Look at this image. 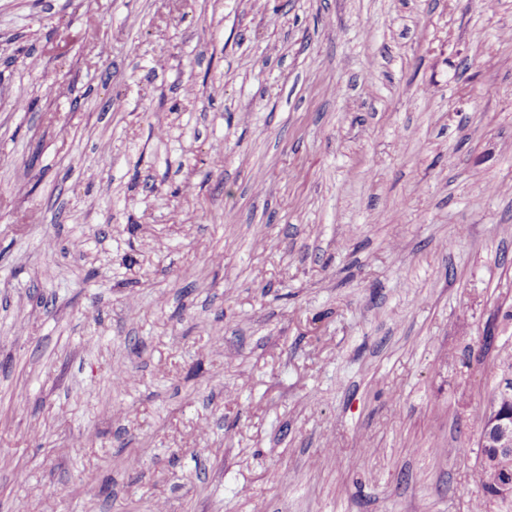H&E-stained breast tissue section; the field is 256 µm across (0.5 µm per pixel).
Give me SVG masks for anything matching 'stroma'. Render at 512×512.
<instances>
[{
  "label": "stroma",
  "instance_id": "stroma-1",
  "mask_svg": "<svg viewBox=\"0 0 512 512\" xmlns=\"http://www.w3.org/2000/svg\"><path fill=\"white\" fill-rule=\"evenodd\" d=\"M510 348L512 0H0V512H474Z\"/></svg>",
  "mask_w": 512,
  "mask_h": 512
}]
</instances>
